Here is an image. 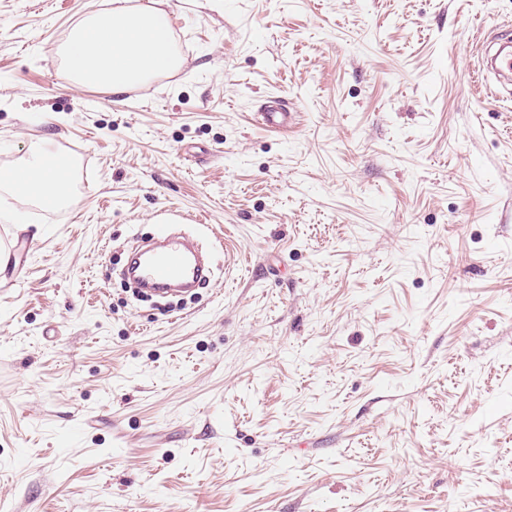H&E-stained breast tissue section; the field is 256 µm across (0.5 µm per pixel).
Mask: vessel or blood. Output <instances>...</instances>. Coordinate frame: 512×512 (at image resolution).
Wrapping results in <instances>:
<instances>
[{
    "instance_id": "b4317fda",
    "label": "vessel or blood",
    "mask_w": 512,
    "mask_h": 512,
    "mask_svg": "<svg viewBox=\"0 0 512 512\" xmlns=\"http://www.w3.org/2000/svg\"><path fill=\"white\" fill-rule=\"evenodd\" d=\"M486 70L498 79L512 74L511 36H500L499 47L488 59ZM127 275L140 290L165 297L178 287L190 292L208 280L210 269L200 256L197 243L169 234L167 225L162 224L156 241L146 243L136 252Z\"/></svg>"
}]
</instances>
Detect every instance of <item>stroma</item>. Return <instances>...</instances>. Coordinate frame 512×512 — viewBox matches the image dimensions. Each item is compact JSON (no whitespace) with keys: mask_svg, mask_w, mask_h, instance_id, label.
Segmentation results:
<instances>
[{"mask_svg":"<svg viewBox=\"0 0 512 512\" xmlns=\"http://www.w3.org/2000/svg\"><path fill=\"white\" fill-rule=\"evenodd\" d=\"M108 2L0 0V169L77 185L0 188V512H512V0H169L121 96L61 53ZM182 213L220 275L135 301ZM499 48L494 55L487 60L485 70L494 74L498 83L506 87L510 84L508 74H512V46L508 34L498 36ZM511 47V50L509 49ZM504 79L503 81L501 79ZM44 153L41 149H34L30 156L20 165L0 170V186L24 194L28 199L37 202L69 201L67 190L70 183V172H49L42 163ZM62 156L55 153L46 154L44 165L53 169L59 165Z\"/></svg>","mask_w":512,"mask_h":512,"instance_id":"stroma-1","label":"stroma"}]
</instances>
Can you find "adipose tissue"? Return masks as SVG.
<instances>
[{"instance_id":"ef3b65f1","label":"adipose tissue","mask_w":512,"mask_h":512,"mask_svg":"<svg viewBox=\"0 0 512 512\" xmlns=\"http://www.w3.org/2000/svg\"><path fill=\"white\" fill-rule=\"evenodd\" d=\"M162 0L111 7L83 19L63 47L75 86L99 87L119 95L178 69L183 64ZM42 150H33L20 165L0 170V186L36 202L67 201L70 178L48 171Z\"/></svg>"}]
</instances>
